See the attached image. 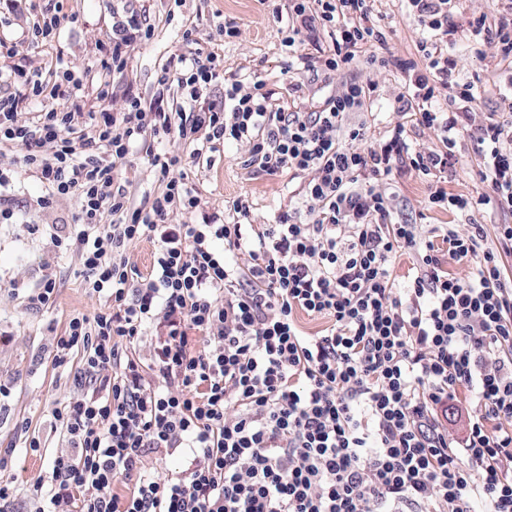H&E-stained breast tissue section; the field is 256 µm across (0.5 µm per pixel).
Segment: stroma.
I'll return each mask as SVG.
<instances>
[{"label": "stroma", "instance_id": "35a3bbf8", "mask_svg": "<svg viewBox=\"0 0 512 512\" xmlns=\"http://www.w3.org/2000/svg\"><path fill=\"white\" fill-rule=\"evenodd\" d=\"M39 5L42 10L68 16L69 22L53 42L25 48L27 69L43 73L59 68L85 71L93 80L105 74L103 63L112 42L113 12L132 7L144 11L153 27L151 39L131 47L124 72L105 74L114 87V108H122L123 93L129 88L143 101H151L159 69L170 57L190 52L223 58L225 82L255 73L280 97L288 95L293 78L286 72L289 58L280 43L276 18L277 10L287 9V0H39ZM479 15L486 16L488 24L495 27L512 19V6L507 0H456L449 17L454 32L448 37V48L458 59L459 79L479 82L480 111L496 112L504 107L502 95L512 80V63L501 59L494 45H476L468 21ZM372 18L392 33L382 56L422 59L420 46L429 35L404 0H374ZM229 24L237 27V36H220V28ZM187 28L192 35L186 40L182 34ZM369 80L378 85L375 105L371 113L354 114L351 120L366 122L371 137L377 138L388 123L398 119L392 104L402 86L399 72L361 59L336 74L334 83L339 86ZM480 152L473 139L460 140L444 183L449 193L468 195L476 191L472 171ZM247 157L246 146L230 143L214 153L212 166L185 165L188 182L202 196L207 211L228 215L232 201L245 196L252 203L254 223L273 224L283 210L300 207L299 180L286 174H255L245 164ZM18 158L15 150L0 154V167L16 172L7 191L14 216L0 222V384L11 391L5 400L6 410L0 412V449L5 452L0 476L14 478L20 489L10 505L12 512H28L25 493L38 478L46 476L52 450L58 444V436L50 427V411L55 402L74 394L76 372L82 365V355L76 352L68 367H53L56 338L71 314L92 316L105 311L106 305L104 298L84 287L75 253L57 251L50 240L51 233L68 230L75 212L73 203L61 199L51 208H39L36 200L43 190L30 173L19 171ZM429 182V177L408 169L393 173L387 191L393 196L394 221L421 225L426 233L472 222L512 224V213L507 212L487 209L468 216L427 209ZM29 224L41 225V232L28 234L25 227ZM47 274L56 280L55 301L49 307H33L27 296ZM21 420L28 421L43 440L42 454L27 451L25 435L15 428Z\"/></svg>", "mask_w": 512, "mask_h": 512}]
</instances>
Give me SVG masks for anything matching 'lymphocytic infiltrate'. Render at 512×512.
Instances as JSON below:
<instances>
[{"instance_id": "obj_1", "label": "lymphocytic infiltrate", "mask_w": 512, "mask_h": 512, "mask_svg": "<svg viewBox=\"0 0 512 512\" xmlns=\"http://www.w3.org/2000/svg\"><path fill=\"white\" fill-rule=\"evenodd\" d=\"M371 0H288L280 29L291 69L331 75L359 49L386 45ZM430 34L422 60L390 57L400 71L398 122L379 139L366 123L375 83H350L310 112L286 108L257 75L225 82L216 54L178 55L163 65L154 98L96 86L98 107H81L84 80L16 64L18 44L0 37V79L27 87L49 106L19 120L21 100L0 97V147L21 152L40 183L41 207L77 205L59 251L75 252L85 288L106 311L72 315L57 340L55 367L84 352L80 393L58 403L51 428L63 447L47 478L29 491L31 512H512V224L446 229L447 251L417 225L393 220L382 188L399 165L432 182L427 205L471 213L512 212V113L477 114L475 82L459 81L448 53L452 0H405ZM327 34L319 58L300 52L304 37ZM153 34L144 14H114L109 68L123 71L129 48ZM224 85L217 103L208 91ZM445 107H437L440 92ZM440 132L442 147L413 150L407 126ZM177 134L193 162L229 142L249 147V164L269 176L303 177L309 221L293 210L256 224L248 199L233 201V222L217 216L173 224L202 199L177 169L179 155L146 149L158 187L134 202L118 185L148 135ZM482 147L475 176L483 190L449 193L439 176L461 136ZM154 248L138 274L128 248ZM411 251L419 267L398 289L389 265ZM246 256L239 264L238 256ZM469 264L448 275L445 257ZM329 319L307 336L297 312ZM153 332L151 362L135 347ZM466 387L479 413L462 440L449 438L440 410ZM181 448L185 469L160 476L153 453ZM132 485L130 494L116 484Z\"/></svg>"}]
</instances>
